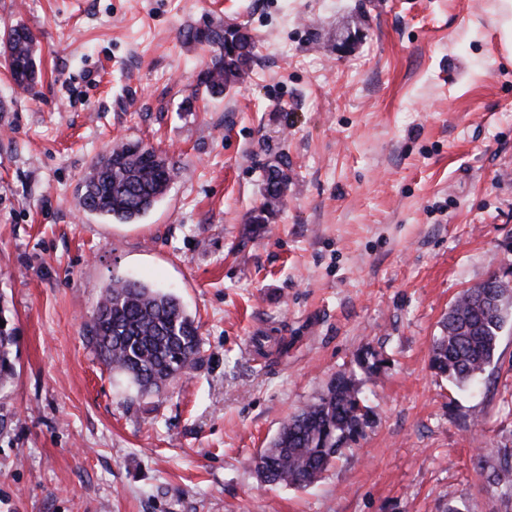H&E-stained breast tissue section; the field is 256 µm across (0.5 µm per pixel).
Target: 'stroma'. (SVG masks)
Returning a JSON list of instances; mask_svg holds the SVG:
<instances>
[{"mask_svg": "<svg viewBox=\"0 0 512 512\" xmlns=\"http://www.w3.org/2000/svg\"><path fill=\"white\" fill-rule=\"evenodd\" d=\"M495 0H0L40 77L0 59V512H512L487 477L512 448V321L480 384L430 367L463 290L512 271V60ZM242 24L256 60L196 91ZM140 141L177 175L139 222L86 212L91 161ZM288 175L250 224L268 166ZM177 295L204 362L147 397L88 342L113 276ZM375 412L307 489L256 460L356 352ZM4 60L15 86L28 90L37 77L36 38L25 26L10 28L3 33ZM193 40L213 48L214 56L201 70L197 86L211 95H219L236 84L254 60V37L238 25H207L189 31ZM287 190V175L279 166H269L265 176L264 202L253 212L250 223L269 224L270 219L279 210ZM13 343L11 333L0 325V389L10 385L14 376V364L11 360L10 346Z\"/></svg>", "mask_w": 512, "mask_h": 512, "instance_id": "obj_1", "label": "stroma"}]
</instances>
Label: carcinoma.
I'll return each instance as SVG.
<instances>
[{
	"label": "carcinoma",
	"instance_id": "1",
	"mask_svg": "<svg viewBox=\"0 0 512 512\" xmlns=\"http://www.w3.org/2000/svg\"><path fill=\"white\" fill-rule=\"evenodd\" d=\"M189 37L213 48V58L197 78V86L211 95L236 84L253 63L254 37L242 26L207 25L189 31ZM3 44L13 83L21 89L32 88L37 77L34 34L19 25L3 33ZM147 153L155 150L128 141L99 156L84 178V210L122 224L146 215L165 195L177 171L175 163L164 157L151 161L145 158ZM287 190V175L279 166H269L264 202L250 223H269ZM485 292L480 284L456 298L432 348L431 368L461 386L488 371L512 310L509 283L500 286L497 306L485 300ZM88 339L104 364L143 396L181 380L204 361L199 326L176 295L118 276L97 303ZM12 343L11 333L0 326V389L10 385L14 376ZM355 364L375 375L386 360L364 348L356 354ZM374 416L356 371L337 373L316 401L282 424L264 450L257 463L263 481L309 487L343 454L341 442L364 439ZM496 456L498 466L488 482L512 497V448H499Z\"/></svg>",
	"mask_w": 512,
	"mask_h": 512
}]
</instances>
